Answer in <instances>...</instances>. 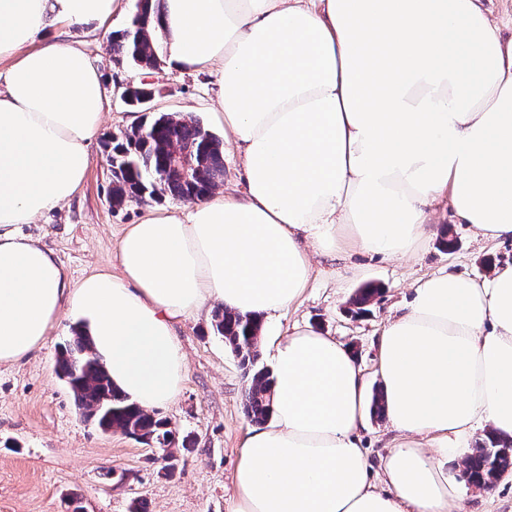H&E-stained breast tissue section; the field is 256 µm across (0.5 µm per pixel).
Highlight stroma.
I'll use <instances>...</instances> for the list:
<instances>
[{
    "label": "stroma",
    "instance_id": "1",
    "mask_svg": "<svg viewBox=\"0 0 512 512\" xmlns=\"http://www.w3.org/2000/svg\"><path fill=\"white\" fill-rule=\"evenodd\" d=\"M129 18L125 11L91 33L73 31V38L100 65L109 94L100 138L90 147L89 168L76 195L34 223L17 227L52 249L74 282L107 269L119 272L118 247L128 225L156 207L172 210L181 205L169 198L159 206L150 201L113 206L112 172L102 140L122 137L142 118L113 97L115 82L148 84L154 92L152 109L195 116L215 136L224 134L214 118L218 104L212 76L165 68L146 71L116 61L112 36ZM432 222L431 238L409 258L354 252L342 262L315 260L309 288L284 313L279 328L305 322L348 343L371 377V391H378L377 338L388 317L411 298L417 280L448 269L479 280L493 264L512 263L511 241L484 239L443 208ZM445 237L451 246H442ZM369 284L378 286V295L365 313L352 315V296ZM212 318L208 311L178 327L185 379L176 400L158 414L193 445L177 450L178 467L171 474L151 448L118 430L100 432L75 406L56 371L74 319L63 318L43 349L19 362L0 364V512H72L76 507L81 512H132L136 504L146 512H227L224 487L251 425L244 409L248 379L223 338L213 333ZM392 438L384 419L369 416L361 441L373 483L381 481Z\"/></svg>",
    "mask_w": 512,
    "mask_h": 512
}]
</instances>
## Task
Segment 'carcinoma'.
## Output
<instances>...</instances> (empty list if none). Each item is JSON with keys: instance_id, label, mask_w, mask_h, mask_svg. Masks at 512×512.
I'll return each instance as SVG.
<instances>
[{"instance_id": "carcinoma-1", "label": "carcinoma", "mask_w": 512, "mask_h": 512, "mask_svg": "<svg viewBox=\"0 0 512 512\" xmlns=\"http://www.w3.org/2000/svg\"><path fill=\"white\" fill-rule=\"evenodd\" d=\"M161 2L136 0L128 26L112 42L115 54L143 70H151L163 61V42L157 33ZM175 154L188 155L195 161L197 169L190 178L170 169ZM107 158L119 170L112 181V205L116 207L143 192L157 203L167 198L200 199L224 177L220 140L192 116L153 112L113 143ZM378 292L370 286L359 289L351 301L356 312H362ZM212 328L224 338L250 378L245 394L247 417L255 424L264 423L270 414L271 371L258 366L261 321L221 307L214 313ZM57 369L83 417L98 429L119 430L158 448L174 443L168 420L143 410L112 385L106 366L92 352L90 336L83 327L73 330L70 342L58 356ZM511 467L512 439L491 432L479 442L466 465L473 481L485 487Z\"/></svg>"}]
</instances>
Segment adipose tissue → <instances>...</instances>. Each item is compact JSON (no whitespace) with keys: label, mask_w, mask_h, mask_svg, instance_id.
<instances>
[{"label":"adipose tissue","mask_w":512,"mask_h":512,"mask_svg":"<svg viewBox=\"0 0 512 512\" xmlns=\"http://www.w3.org/2000/svg\"><path fill=\"white\" fill-rule=\"evenodd\" d=\"M125 7L0 0V364L67 313L150 411L179 395L176 327L209 303L277 319L315 257L409 256L439 204L512 240V39L477 0H166V65L214 75L246 190L149 213L121 238L120 274L70 282L15 227L76 194L104 118L100 68L64 30ZM378 347L383 487L350 346L297 322L274 343L270 415L239 444L228 512H469L441 463L479 429L512 437V264L418 281ZM393 434L389 431L386 421L379 416H371L368 411V422L361 433L362 448L371 464L370 480L381 486L383 460L388 455Z\"/></svg>","instance_id":"obj_1"}]
</instances>
